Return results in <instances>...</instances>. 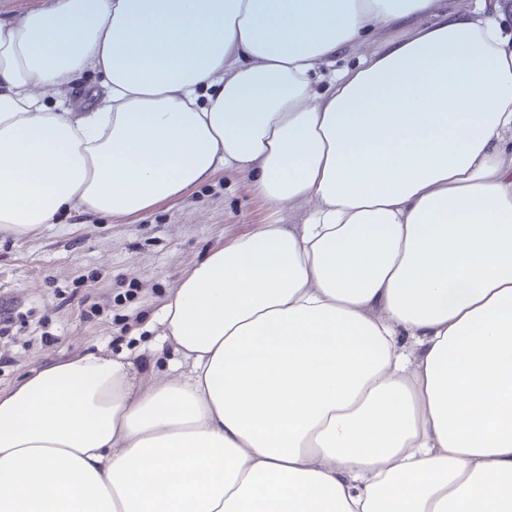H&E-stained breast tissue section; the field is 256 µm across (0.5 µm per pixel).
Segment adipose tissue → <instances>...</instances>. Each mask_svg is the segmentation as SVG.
I'll return each mask as SVG.
<instances>
[{"label": "adipose tissue", "instance_id": "1", "mask_svg": "<svg viewBox=\"0 0 512 512\" xmlns=\"http://www.w3.org/2000/svg\"><path fill=\"white\" fill-rule=\"evenodd\" d=\"M388 26L411 34L364 52ZM220 171L303 223L180 278L159 323L182 373L97 350L0 393V512H512V0L0 18V230ZM99 85V77L91 71L83 72L75 79L73 86L67 92V99L73 111L81 112L90 104L89 91Z\"/></svg>", "mask_w": 512, "mask_h": 512}]
</instances>
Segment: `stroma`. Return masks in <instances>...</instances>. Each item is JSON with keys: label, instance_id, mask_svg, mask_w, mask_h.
Instances as JSON below:
<instances>
[{"label": "stroma", "instance_id": "35a3bbf8", "mask_svg": "<svg viewBox=\"0 0 512 512\" xmlns=\"http://www.w3.org/2000/svg\"><path fill=\"white\" fill-rule=\"evenodd\" d=\"M269 204L234 172L130 218L86 214L17 235L0 231V391L44 363L97 349L155 366L156 317L179 277L208 249L270 223Z\"/></svg>", "mask_w": 512, "mask_h": 512}]
</instances>
